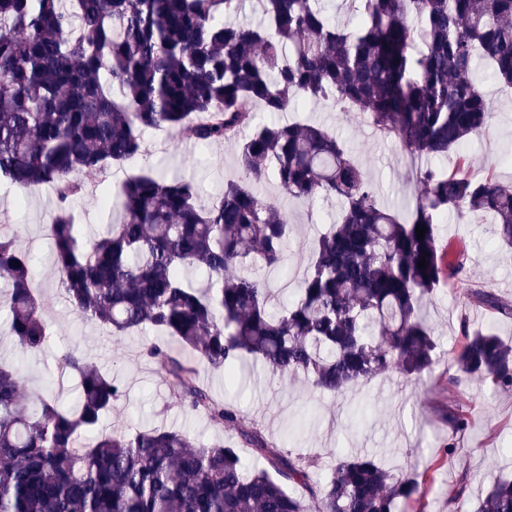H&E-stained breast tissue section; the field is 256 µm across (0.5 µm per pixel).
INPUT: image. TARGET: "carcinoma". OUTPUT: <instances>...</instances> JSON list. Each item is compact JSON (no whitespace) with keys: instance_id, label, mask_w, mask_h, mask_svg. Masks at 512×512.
<instances>
[{"instance_id":"carcinoma-1","label":"carcinoma","mask_w":512,"mask_h":512,"mask_svg":"<svg viewBox=\"0 0 512 512\" xmlns=\"http://www.w3.org/2000/svg\"><path fill=\"white\" fill-rule=\"evenodd\" d=\"M321 2L257 0L251 25L237 20L240 0H0V175L54 188L46 231L73 309L116 337L151 329L174 340L180 350L152 344L147 356L176 400L237 430L263 461L175 428L103 432L123 386L75 353L59 360L78 379L69 404L24 394L18 368L0 365V512H399L421 499L417 476L369 454L314 479L313 461L244 427L199 379L207 366L235 383L259 364L342 395L392 370L419 376L438 347L422 314L445 275L437 224L489 214L494 243L512 252V184L427 167L414 209L400 214L379 204L342 140L276 119L323 103L367 116L410 154L463 150L493 117L475 69L512 87V0H359L352 26ZM156 129L200 147L235 143L242 176L206 207L200 179L144 170L119 189L121 219L81 234L71 203L84 188L72 174L107 177ZM269 176L290 198L339 204L278 304L253 273L284 267L293 232L290 214L253 187ZM193 270L207 288L189 285ZM0 278L17 344L42 349L32 255L2 233ZM473 296L512 315L492 292ZM463 336L449 357L457 371L512 388V346L488 329ZM476 512H512V478L491 476Z\"/></svg>"}]
</instances>
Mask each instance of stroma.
Instances as JSON below:
<instances>
[{
	"mask_svg": "<svg viewBox=\"0 0 512 512\" xmlns=\"http://www.w3.org/2000/svg\"><path fill=\"white\" fill-rule=\"evenodd\" d=\"M496 117L483 135L471 141L466 170L476 179L488 176L512 183V90L490 83L485 87ZM282 121H314L343 140L354 159L378 189L382 204L403 210L414 207L422 186L408 178L402 165L404 151L393 139L378 138L356 112L311 105L301 112H285ZM143 155L128 168L113 172L112 186L129 174L154 169L168 176H201L204 204L217 200L225 180L237 174L235 146L215 144L201 149L175 138L166 130L144 136ZM263 195L292 214L295 232L284 270L268 272L275 291H282L289 275L302 274L308 262V244L333 221L336 202L316 199L303 204L280 194L271 181L261 186ZM56 205L48 186L30 191L16 189L0 177V230L17 234L38 264L35 282L42 300L43 318L50 332L46 346L20 355L9 333V311L0 307V364L21 363L26 393L44 384L63 403L74 397L75 379L58 370L59 359L76 352L102 371L113 374L125 387L124 396L108 414L103 426L121 431L128 427L178 426L198 442L210 445L236 440L234 430L210 422L181 406L155 372L146 349L158 337L147 330L122 338L96 321L81 318L67 303L53 265L45 225ZM441 245L464 255L461 272L446 277L426 308V318L438 341L437 359L420 378L406 379L392 372L356 388L354 395L334 397L311 392L298 377L260 370L250 390L225 389L224 372L202 368L200 379L218 399H236L245 426L257 428L286 452L317 463L319 478H327L344 453L371 452L385 465L425 474L422 502L404 512H473L487 488L491 470H512V390L469 379L451 364L448 354L462 342V327L489 326L512 341V316L476 306L469 288L481 286L512 302V265L497 263L490 221L470 216H449L439 226ZM463 415L465 426L454 429L449 412ZM454 452H446V445Z\"/></svg>",
	"mask_w": 512,
	"mask_h": 512,
	"instance_id": "stroma-1",
	"label": "stroma"
}]
</instances>
